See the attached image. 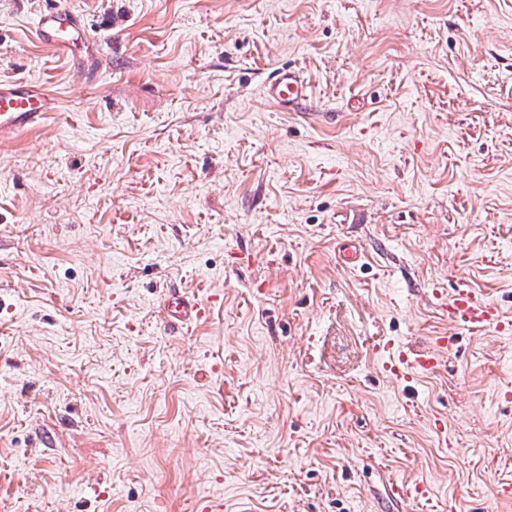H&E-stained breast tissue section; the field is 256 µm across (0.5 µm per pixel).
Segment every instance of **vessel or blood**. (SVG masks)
<instances>
[{
  "instance_id": "vessel-or-blood-1",
  "label": "vessel or blood",
  "mask_w": 512,
  "mask_h": 512,
  "mask_svg": "<svg viewBox=\"0 0 512 512\" xmlns=\"http://www.w3.org/2000/svg\"><path fill=\"white\" fill-rule=\"evenodd\" d=\"M77 28L75 16L59 8L40 17L38 35L51 46L67 51ZM265 95L278 106L291 110L309 98L310 87L296 70L283 68L266 86ZM57 107V98L41 85L23 80H0V138L37 128ZM166 312L169 321L180 324L194 322L204 315L200 304L176 295L167 302ZM439 313L461 328L486 329L498 321L497 310L485 298L466 288L457 289L449 296L447 302L440 305ZM451 347L452 339L448 336L433 337L428 347L420 350L396 347L390 369L403 380L433 372L441 362L442 353Z\"/></svg>"
}]
</instances>
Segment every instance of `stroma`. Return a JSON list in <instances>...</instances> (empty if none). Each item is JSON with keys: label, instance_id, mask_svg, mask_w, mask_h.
Instances as JSON below:
<instances>
[{"label": "stroma", "instance_id": "obj_1", "mask_svg": "<svg viewBox=\"0 0 512 512\" xmlns=\"http://www.w3.org/2000/svg\"><path fill=\"white\" fill-rule=\"evenodd\" d=\"M1 78L0 512H512V0H0ZM77 29L79 28L75 16L61 8L42 15L38 23L39 37L51 46L65 51L71 49L70 38ZM266 97L285 109H294L310 96V86L291 68H282L265 87ZM58 99L41 85L0 80V139L40 126L58 107ZM439 313L461 328L479 326L485 330L498 321L497 310L485 298L466 288H459L449 296L448 301L439 306ZM165 306L168 320L179 324H188L199 320L205 313L204 308L197 302L179 297L176 294L172 295L171 300ZM453 340L448 336H434L429 346L420 350H408L402 346L394 347L390 370L406 381L418 374L433 372L441 362V353H447Z\"/></svg>", "mask_w": 512, "mask_h": 512}]
</instances>
